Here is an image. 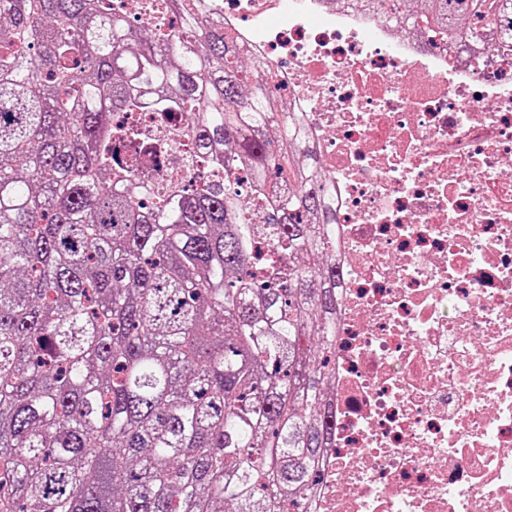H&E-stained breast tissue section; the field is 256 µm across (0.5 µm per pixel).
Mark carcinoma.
Returning <instances> with one entry per match:
<instances>
[{"label": "carcinoma", "instance_id": "carcinoma-1", "mask_svg": "<svg viewBox=\"0 0 512 512\" xmlns=\"http://www.w3.org/2000/svg\"><path fill=\"white\" fill-rule=\"evenodd\" d=\"M112 2L0 0V512H308L336 440L332 176L189 0H147L172 17L150 34ZM394 23L512 54V0Z\"/></svg>", "mask_w": 512, "mask_h": 512}]
</instances>
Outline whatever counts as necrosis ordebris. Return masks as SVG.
I'll use <instances>...</instances> for the list:
<instances>
[{"instance_id":"1","label":"necrosis or debris","mask_w":512,"mask_h":512,"mask_svg":"<svg viewBox=\"0 0 512 512\" xmlns=\"http://www.w3.org/2000/svg\"><path fill=\"white\" fill-rule=\"evenodd\" d=\"M333 0H202L334 183L336 443L317 512H512V64Z\"/></svg>"}]
</instances>
